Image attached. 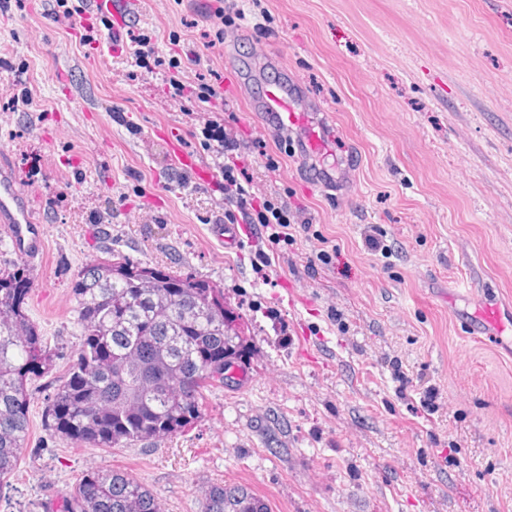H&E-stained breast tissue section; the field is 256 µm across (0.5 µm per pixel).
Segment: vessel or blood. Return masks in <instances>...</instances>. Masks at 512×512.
<instances>
[{
    "instance_id": "1",
    "label": "vessel or blood",
    "mask_w": 512,
    "mask_h": 512,
    "mask_svg": "<svg viewBox=\"0 0 512 512\" xmlns=\"http://www.w3.org/2000/svg\"><path fill=\"white\" fill-rule=\"evenodd\" d=\"M136 6V0H87L86 12L90 15L102 12L111 15L113 34L118 37L129 19L133 18ZM257 110L274 127L298 132L306 155L317 156L327 150L331 136L326 126L313 113L304 111L290 85H267L257 103ZM164 139L174 167L191 173L199 182H214L213 172L198 162L195 154L177 135L168 133ZM0 222L7 225L12 247L19 255L33 260L42 254L45 229L35 222L17 180L6 173H0ZM210 234L228 250L236 249L242 240L239 228L234 224L211 225Z\"/></svg>"
}]
</instances>
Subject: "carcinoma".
Wrapping results in <instances>:
<instances>
[{"mask_svg": "<svg viewBox=\"0 0 512 512\" xmlns=\"http://www.w3.org/2000/svg\"><path fill=\"white\" fill-rule=\"evenodd\" d=\"M16 271L0 277V484L18 461L29 431L28 382L49 369L46 338L27 319ZM80 344L48 404L49 427L64 440L110 448L157 442L198 417L202 390L224 377V359L245 361L248 343L224 293L125 257L93 261L72 283ZM45 512H163L153 491L103 466ZM202 512H270L241 484L217 482Z\"/></svg>", "mask_w": 512, "mask_h": 512, "instance_id": "cac0c4a2", "label": "carcinoma"}]
</instances>
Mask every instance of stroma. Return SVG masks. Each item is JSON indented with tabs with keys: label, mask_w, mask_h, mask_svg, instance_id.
Wrapping results in <instances>:
<instances>
[{
	"label": "stroma",
	"mask_w": 512,
	"mask_h": 512,
	"mask_svg": "<svg viewBox=\"0 0 512 512\" xmlns=\"http://www.w3.org/2000/svg\"><path fill=\"white\" fill-rule=\"evenodd\" d=\"M62 9L0 0V160L45 228L29 262L0 223V275L24 271L54 355L0 512H42L93 466L163 512H201L221 481L271 512H512V335L465 324L477 302L512 305V0H139L118 42ZM279 81L324 117L330 152L255 111ZM211 120L250 193L296 211L288 240L209 237L233 208L223 184L173 167L155 130L218 172ZM115 253L223 290L250 349L242 385L207 388L182 433L95 448L54 436L46 410L80 340L71 285Z\"/></svg>",
	"instance_id": "stroma-1"
}]
</instances>
